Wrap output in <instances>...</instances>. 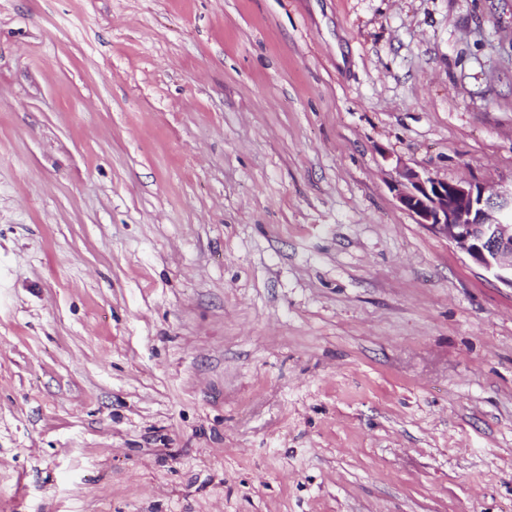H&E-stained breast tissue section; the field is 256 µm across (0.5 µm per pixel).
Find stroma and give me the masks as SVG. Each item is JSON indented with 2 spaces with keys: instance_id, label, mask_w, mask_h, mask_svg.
Instances as JSON below:
<instances>
[{
  "instance_id": "35a3bbf8",
  "label": "stroma",
  "mask_w": 512,
  "mask_h": 512,
  "mask_svg": "<svg viewBox=\"0 0 512 512\" xmlns=\"http://www.w3.org/2000/svg\"><path fill=\"white\" fill-rule=\"evenodd\" d=\"M402 166L512 186V0H0V512H512Z\"/></svg>"
}]
</instances>
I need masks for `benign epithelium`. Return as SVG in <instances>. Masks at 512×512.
Returning a JSON list of instances; mask_svg holds the SVG:
<instances>
[{
  "mask_svg": "<svg viewBox=\"0 0 512 512\" xmlns=\"http://www.w3.org/2000/svg\"><path fill=\"white\" fill-rule=\"evenodd\" d=\"M393 190L417 223L445 235L474 264L512 288V188L488 194L477 183H452L403 167Z\"/></svg>",
  "mask_w": 512,
  "mask_h": 512,
  "instance_id": "benign-epithelium-1",
  "label": "benign epithelium"
}]
</instances>
